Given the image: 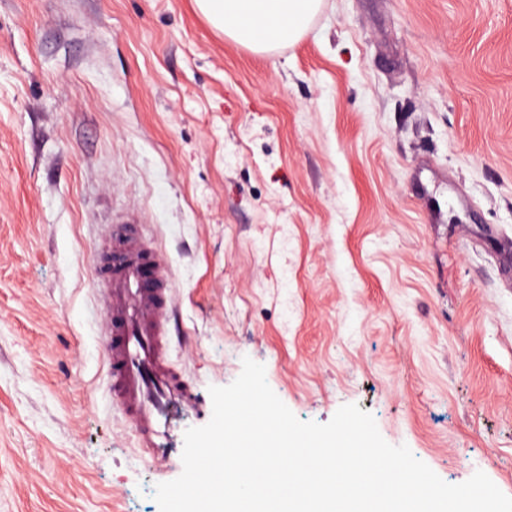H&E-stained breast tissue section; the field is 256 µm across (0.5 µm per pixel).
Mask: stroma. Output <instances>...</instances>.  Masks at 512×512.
Here are the masks:
<instances>
[{"label":"stroma","instance_id":"stroma-1","mask_svg":"<svg viewBox=\"0 0 512 512\" xmlns=\"http://www.w3.org/2000/svg\"><path fill=\"white\" fill-rule=\"evenodd\" d=\"M143 217L191 379L161 463L112 403L90 257ZM512 496V0H323L268 54L194 0H0V512H160L243 357Z\"/></svg>","mask_w":512,"mask_h":512}]
</instances>
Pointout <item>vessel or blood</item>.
Here are the masks:
<instances>
[{"mask_svg": "<svg viewBox=\"0 0 512 512\" xmlns=\"http://www.w3.org/2000/svg\"><path fill=\"white\" fill-rule=\"evenodd\" d=\"M136 216L113 224L94 275L103 305L101 345L108 390L137 434L145 456L158 459L175 409L195 407L184 372L169 360V323L175 286L168 255L148 241Z\"/></svg>", "mask_w": 512, "mask_h": 512, "instance_id": "obj_1", "label": "vessel or blood"}]
</instances>
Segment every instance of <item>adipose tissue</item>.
<instances>
[{
    "mask_svg": "<svg viewBox=\"0 0 512 512\" xmlns=\"http://www.w3.org/2000/svg\"><path fill=\"white\" fill-rule=\"evenodd\" d=\"M322 0H196L202 16L230 41L270 53L298 41Z\"/></svg>",
    "mask_w": 512,
    "mask_h": 512,
    "instance_id": "1",
    "label": "adipose tissue"
}]
</instances>
